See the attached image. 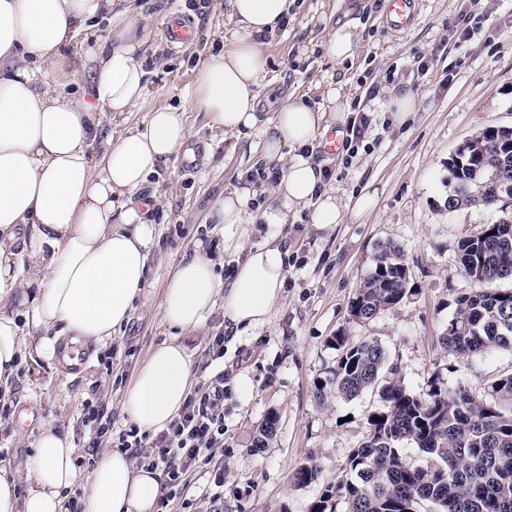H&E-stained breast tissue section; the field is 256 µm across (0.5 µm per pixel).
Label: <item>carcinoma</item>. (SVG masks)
<instances>
[{
	"label": "carcinoma",
	"mask_w": 512,
	"mask_h": 512,
	"mask_svg": "<svg viewBox=\"0 0 512 512\" xmlns=\"http://www.w3.org/2000/svg\"><path fill=\"white\" fill-rule=\"evenodd\" d=\"M451 190L447 207L455 211L491 207L496 193L512 199V128L483 129L462 151L448 157ZM459 267L473 282L455 298V310L441 343L452 355L491 356L512 349V289L491 284L512 280V213L481 224L458 243ZM416 294L402 248L386 243L372 270L350 301L353 320L373 319ZM340 352L333 378L317 389L354 399L375 390L382 410L368 418L369 438L352 449L346 472L324 489L310 512H512V373L494 380L484 397L464 387L453 393L439 379L422 394L410 393L378 341L332 338ZM269 414L252 445L263 448L276 430ZM430 457L424 465L406 461L403 442ZM318 478L304 465L291 475L294 487ZM343 510H338V506Z\"/></svg>",
	"instance_id": "cac0c4a2"
}]
</instances>
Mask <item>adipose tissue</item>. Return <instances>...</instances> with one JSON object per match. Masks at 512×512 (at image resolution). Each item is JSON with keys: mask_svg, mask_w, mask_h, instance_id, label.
I'll return each mask as SVG.
<instances>
[{"mask_svg": "<svg viewBox=\"0 0 512 512\" xmlns=\"http://www.w3.org/2000/svg\"><path fill=\"white\" fill-rule=\"evenodd\" d=\"M234 27L224 47L201 59L182 91L206 112L215 136L260 138L263 156L284 161L278 183L260 200L236 188L209 217L235 259L224 278L204 240H195L168 274L159 304L168 339L137 370L123 400L139 432L167 429L193 384L187 341L216 310L243 334L263 327L280 300L288 250L276 235L247 246L254 218L268 226L309 209L316 229L346 212L373 209L375 195L342 201L324 187L319 165L301 156L350 117V96L327 88L321 101L294 96L273 115L257 103L269 73L262 41L282 25L295 0H229ZM108 28H101V21ZM148 38L131 0H0V391L10 392L20 360L54 361L61 341L104 351L127 325L148 288L158 245L153 218L133 196L190 137L184 106L160 104L136 125L127 116L147 93L139 51ZM361 35L353 25L325 28L322 48L334 64L353 61ZM80 90H70L74 78ZM20 300L10 313L5 304ZM71 437L43 428L26 463L25 497L0 469V512H66L64 490H82L84 512H157L162 474L136 465L129 451L105 447L90 472L77 464Z\"/></svg>", "mask_w": 512, "mask_h": 512, "instance_id": "ef3b65f1", "label": "adipose tissue"}]
</instances>
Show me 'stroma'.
Wrapping results in <instances>:
<instances>
[{
	"instance_id": "35a3bbf8",
	"label": "stroma",
	"mask_w": 512,
	"mask_h": 512,
	"mask_svg": "<svg viewBox=\"0 0 512 512\" xmlns=\"http://www.w3.org/2000/svg\"><path fill=\"white\" fill-rule=\"evenodd\" d=\"M132 2L150 30L142 49L148 94L142 111L130 117L135 123L143 110L178 102V90L190 83L198 58L222 48L221 35L233 22L227 0ZM319 6V0H299L295 20L269 40L270 84L258 109L269 112L287 94L310 92L328 71L350 80L355 102L372 119L368 149L352 158L343 150L327 155L316 147L312 153L333 170L331 185L340 197L373 191L376 205L331 231L313 228L308 213L290 217L278 230L288 249V273L270 321L237 336L218 315L208 333L188 340L197 383L224 376V446L211 464L190 474L180 500L171 501L167 512H178L184 499L196 512H308L324 484L343 474L351 450L367 440L369 415L382 408L372 391L351 400L332 394L318 398V386L336 368L331 339L338 333L355 341L377 340L414 394L437 378L448 391L463 386L480 396L492 381L512 372L510 349L462 359L441 344L455 297L471 285L459 270V241L512 212L507 198L493 208L451 212L445 205L449 155L483 128H512V0H419L417 20L406 32L387 26L385 0H341L333 19L358 25L365 49L355 62L336 68L318 45ZM180 14L197 31L185 45L165 38L168 19ZM467 17L479 29L461 44L455 30ZM417 54L434 57L427 74L414 71ZM448 67L454 77L446 83L441 74ZM389 87L416 99L405 123L384 107L383 91ZM186 109L191 137L184 153L160 170L162 179L176 183L177 192L166 211L155 215L160 240L146 298L114 336L111 361L92 352L78 372L57 361L24 362L9 416L0 419V467L24 469L47 426L72 436L78 458H86L93 435L81 423V409L93 396L111 409L113 431L126 429L121 402L135 370L165 338L158 305L167 272L194 237L208 236L205 219L216 198L241 186L247 172L263 167L255 141L215 138L205 113L191 103ZM385 242L402 247L418 293L371 320L354 321L349 303ZM217 332L224 335V356L214 361L207 350L210 335ZM245 373L254 385L246 399L237 392V380ZM271 413L277 416L274 436L266 448H252L258 427ZM307 462L316 466L317 481L294 487L290 474ZM219 469L224 472L220 490L213 484Z\"/></svg>"
}]
</instances>
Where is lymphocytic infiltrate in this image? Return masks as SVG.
Here are the masks:
<instances>
[{"instance_id":"f902f5d3","label":"lymphocytic infiltrate","mask_w":512,"mask_h":512,"mask_svg":"<svg viewBox=\"0 0 512 512\" xmlns=\"http://www.w3.org/2000/svg\"><path fill=\"white\" fill-rule=\"evenodd\" d=\"M82 423L99 439H116L118 447L142 449L148 469H162L166 499L176 498L182 482L199 464L211 463L214 449L224 445V379L195 387L166 431L150 436L136 428L112 430V414L104 402L85 403Z\"/></svg>"}]
</instances>
